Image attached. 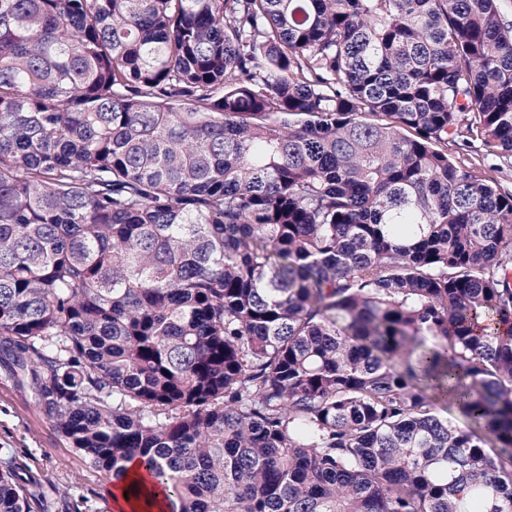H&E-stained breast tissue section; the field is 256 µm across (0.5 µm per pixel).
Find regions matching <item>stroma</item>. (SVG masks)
<instances>
[{
	"mask_svg": "<svg viewBox=\"0 0 512 512\" xmlns=\"http://www.w3.org/2000/svg\"><path fill=\"white\" fill-rule=\"evenodd\" d=\"M448 152L476 175L512 190V156L494 154L481 140L449 143ZM0 448L14 449L29 474L42 480L40 498L49 512L66 503L80 512H112L105 480L90 471L69 440L40 414L27 393L0 372Z\"/></svg>",
	"mask_w": 512,
	"mask_h": 512,
	"instance_id": "35a3bbf8",
	"label": "stroma"
}]
</instances>
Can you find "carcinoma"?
<instances>
[{
    "instance_id": "obj_1",
    "label": "carcinoma",
    "mask_w": 512,
    "mask_h": 512,
    "mask_svg": "<svg viewBox=\"0 0 512 512\" xmlns=\"http://www.w3.org/2000/svg\"><path fill=\"white\" fill-rule=\"evenodd\" d=\"M474 134L512 155L499 0H0V366L165 512H512Z\"/></svg>"
}]
</instances>
